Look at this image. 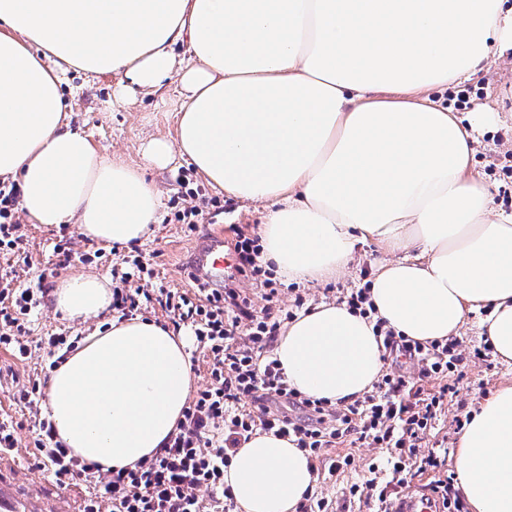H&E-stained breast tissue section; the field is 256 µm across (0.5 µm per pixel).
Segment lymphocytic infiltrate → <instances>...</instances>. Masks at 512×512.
Segmentation results:
<instances>
[{
    "label": "lymphocytic infiltrate",
    "instance_id": "f902f5d3",
    "mask_svg": "<svg viewBox=\"0 0 512 512\" xmlns=\"http://www.w3.org/2000/svg\"><path fill=\"white\" fill-rule=\"evenodd\" d=\"M233 250L237 273L272 289V270L263 264L258 237L236 239ZM159 294L210 353L212 383L197 390L163 448L132 468L100 472L64 448L49 421H39L35 456L57 484L102 482L99 493L84 499L82 512H237L224 471L236 448L260 429L295 440L313 463L334 440L348 438L386 449V465L395 474L442 468L438 453L424 447L423 439L455 390L447 377L462 360L457 340L427 345L376 323L388 355L415 361L422 377L444 378V385L424 395L408 377L390 372L363 396L332 406L289 387L273 356L284 321L274 307L254 311L230 286L194 297L164 288ZM43 297L39 287L0 289V347L17 358L31 354L27 330ZM245 399L251 409L241 408Z\"/></svg>",
    "mask_w": 512,
    "mask_h": 512
}]
</instances>
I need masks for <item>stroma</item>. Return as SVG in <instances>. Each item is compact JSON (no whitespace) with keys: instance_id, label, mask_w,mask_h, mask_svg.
<instances>
[{"instance_id":"obj_1","label":"stroma","mask_w":512,"mask_h":512,"mask_svg":"<svg viewBox=\"0 0 512 512\" xmlns=\"http://www.w3.org/2000/svg\"><path fill=\"white\" fill-rule=\"evenodd\" d=\"M64 95L70 107L73 128L83 131L101 152L126 164L141 167L148 182L160 192L161 205L153 234L135 248L106 246L100 258L90 263L72 262L67 269L55 266L53 245L60 229L56 226L31 223L24 212H16L15 221L23 233L25 256L0 252V277L7 278L12 287L42 286L54 289L64 275L93 273L110 276L112 270L122 269L131 253H140L153 270L151 287L195 291L196 286L178 262L188 257L196 241L214 230H222L225 243H233L238 234L255 235L263 223L266 210L263 205L241 202L213 189L178 153H171L161 165H150L145 153L157 140H172L176 116L182 102V89L177 81H168L154 92L138 91L128 104L115 106L112 94L118 82L109 75L93 76L68 72ZM473 90L470 109L461 110V117H469L471 110L505 112L512 109V55L491 61L487 70L469 82ZM512 166V122L488 128L480 137L474 155V167L483 176V184L494 209L512 212V176L505 167ZM198 206L204 210V219L196 229H188L174 217L175 206ZM384 258L373 241L357 247L349 272L325 284L278 283L279 302L291 307L296 296H303L305 306L322 301L339 300L343 292L358 288L369 278L373 268ZM484 311L470 313L460 329L458 339L464 359L460 365L463 378L456 394L449 396L434 427L427 432L424 444L429 448H452L458 433L457 424L468 417L477 402L500 383L512 380V364L501 361L496 354L478 359L473 357L474 346L483 344L479 323ZM102 317L66 319L55 313L52 301H45L35 321L29 325L28 337L37 340L50 334L64 333L73 337L89 335L102 324ZM45 365V354L33 350L28 360L20 361L0 349V418H9L17 425V438L22 450L20 459L23 475L41 482H51L50 473L42 468L34 456V426L45 417V410L30 412L15 404L13 395L26 386L30 379L40 375ZM351 455L354 463L347 469L332 473L320 467L313 491L335 505L341 512H369L365 502L345 503L344 492L351 484L368 480L390 483L398 492L429 489L435 479L433 472L392 475L382 471L371 473V459L383 456V449L364 444L351 446L336 441L327 450L328 458Z\"/></svg>"}]
</instances>
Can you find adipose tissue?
Returning <instances> with one entry per match:
<instances>
[{
    "label": "adipose tissue",
    "instance_id": "ef3b65f1",
    "mask_svg": "<svg viewBox=\"0 0 512 512\" xmlns=\"http://www.w3.org/2000/svg\"><path fill=\"white\" fill-rule=\"evenodd\" d=\"M509 50L505 0H0V176L16 181L31 223L105 246L142 241L157 190L71 127L62 85L71 70L141 89L177 79L174 138L148 161L178 151L213 187L267 203L258 233L277 274L325 283L358 242L388 253L371 279L374 319L322 303L276 342L290 388L349 402L386 368L378 319L427 344L483 309V335L512 361V214L492 207L472 167L499 115L464 122L432 98ZM53 298L86 318L110 307L112 287L66 276ZM193 384L182 335L115 319L52 370L47 417L84 462L131 467L174 433ZM454 460L469 512H512V382L472 409ZM224 480L242 512H296L316 477L303 450L263 432Z\"/></svg>",
    "mask_w": 512,
    "mask_h": 512
}]
</instances>
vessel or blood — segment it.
Wrapping results in <instances>:
<instances>
[{"instance_id":"b4317fda","label":"vessel or blood","mask_w":512,"mask_h":512,"mask_svg":"<svg viewBox=\"0 0 512 512\" xmlns=\"http://www.w3.org/2000/svg\"><path fill=\"white\" fill-rule=\"evenodd\" d=\"M189 269L201 286L223 284V233H213L193 247ZM438 508L432 497L407 491L399 495L393 512H437ZM0 512H66V507L63 497L53 488L20 477L14 449L0 448Z\"/></svg>"}]
</instances>
